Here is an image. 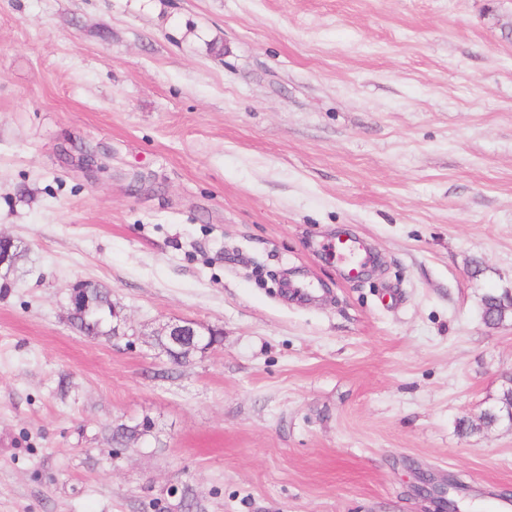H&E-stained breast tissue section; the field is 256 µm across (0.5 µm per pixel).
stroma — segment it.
Returning a JSON list of instances; mask_svg holds the SVG:
<instances>
[{
	"mask_svg": "<svg viewBox=\"0 0 512 512\" xmlns=\"http://www.w3.org/2000/svg\"><path fill=\"white\" fill-rule=\"evenodd\" d=\"M512 0H0V512H512ZM93 152L94 167L82 165ZM368 242L350 279L327 251ZM127 333L82 335L71 285ZM217 343L182 366L155 333ZM147 424L121 454L118 424ZM483 306L487 307V312L498 326L505 325L507 321H512V307L508 301L507 292H490L482 297ZM206 335L200 327L197 326L194 322L191 321H181L178 323L168 324L164 329V334L161 336H168L171 344L173 346L182 345L186 339L190 338L194 340L196 336L199 337V340L204 343L205 348H208L212 345V333L207 332ZM204 336H208L204 338ZM451 488L456 489L449 481L441 484L423 483L419 489L420 493L434 506L433 511L427 512H455L456 502L448 496Z\"/></svg>",
	"mask_w": 512,
	"mask_h": 512,
	"instance_id": "1",
	"label": "stroma"
}]
</instances>
